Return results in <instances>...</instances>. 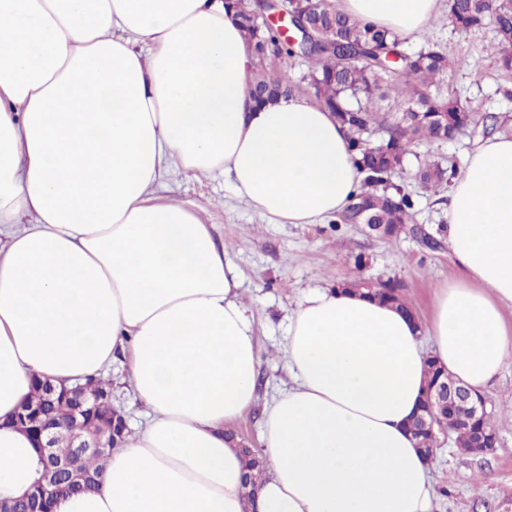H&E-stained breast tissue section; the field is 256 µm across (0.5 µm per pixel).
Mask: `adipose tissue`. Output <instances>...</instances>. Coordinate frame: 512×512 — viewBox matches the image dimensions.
<instances>
[{
    "instance_id": "adipose-tissue-1",
    "label": "adipose tissue",
    "mask_w": 512,
    "mask_h": 512,
    "mask_svg": "<svg viewBox=\"0 0 512 512\" xmlns=\"http://www.w3.org/2000/svg\"><path fill=\"white\" fill-rule=\"evenodd\" d=\"M400 37L438 0H338ZM250 49L224 0H0V500L37 477L12 417L35 379L72 386L127 351L148 410L95 492L53 512H432L406 428L427 360L482 392L512 361V137L477 145L448 193L460 271L425 328L325 288L304 296L266 409L255 499L225 428L256 394L254 314L194 203L164 173L224 171L279 224H317L359 183L344 128L300 96L250 99Z\"/></svg>"
}]
</instances>
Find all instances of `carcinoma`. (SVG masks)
I'll return each instance as SVG.
<instances>
[{
    "mask_svg": "<svg viewBox=\"0 0 512 512\" xmlns=\"http://www.w3.org/2000/svg\"><path fill=\"white\" fill-rule=\"evenodd\" d=\"M225 4L233 9L252 49L253 100L261 104L292 95L288 80L274 73L273 60L300 58L308 64L303 79L313 86L317 101L346 129L362 179L336 223L350 224L358 210L366 208L384 237L398 236L408 224L410 232H416L412 226V197L393 182V177L404 172L415 141L450 140L472 122L469 111L456 99L443 94L439 87L448 72L447 53L431 42L415 53H408L403 48V38L397 34L353 18L326 0H302L294 6V10L312 16L321 43L317 48L293 44L278 28L265 25L257 13L260 3L256 0H225ZM448 20L461 32L488 22L493 24L499 35L498 63L503 70L512 71V0H448ZM392 92L397 94L396 111L383 115L376 110L375 100H385ZM375 131L382 133L377 143L371 142V133ZM454 176L455 166H447L440 160L421 163L415 172L421 187L435 193L447 189ZM337 288L394 305L413 319H419L404 301L403 285L396 280L355 279L343 281ZM46 413L56 421H66L71 417V406L67 402H49ZM465 415L462 409L452 412L437 407L433 429L426 430L412 422L410 430L422 453L433 458L438 435L445 432L456 435L461 442L466 441L467 433L462 428ZM92 416L94 426L113 417L111 400H100ZM242 451L245 486L252 494L262 470L261 456L248 446ZM106 452L102 448L83 457L81 468L92 480L76 487L63 477L57 496L78 489L95 490L94 477L105 463Z\"/></svg>",
    "mask_w": 512,
    "mask_h": 512,
    "instance_id": "obj_1",
    "label": "carcinoma"
}]
</instances>
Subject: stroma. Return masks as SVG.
I'll list each match as a JSON object with an SVG mask.
<instances>
[{
	"mask_svg": "<svg viewBox=\"0 0 512 512\" xmlns=\"http://www.w3.org/2000/svg\"><path fill=\"white\" fill-rule=\"evenodd\" d=\"M435 42L448 52L444 79L449 95L479 115L496 116L495 125H470L445 143L415 142L419 160L444 158L463 167L468 154L494 135H512V73L500 70L493 53L498 36L493 25L462 33L439 10L426 33L407 38L409 50ZM414 201V220L438 242L422 246L413 234L379 238L361 224H275L236 197L223 173L208 177L172 170L163 178L161 197L194 202L204 223L242 278L241 299L256 304L261 325V366L257 397L231 428L246 445L260 448L267 403L286 385L282 348L289 317L305 295L353 278L402 282L407 301L421 320H429L435 292L458 277L445 243L447 213L436 194L421 189L411 175L396 177ZM126 358L116 355L107 374L112 381V405L129 428L142 425L145 407L121 379ZM498 414L495 448L484 454H463L452 442H442L433 461L436 498L433 512H512V364L506 365L484 392Z\"/></svg>",
	"mask_w": 512,
	"mask_h": 512,
	"instance_id": "1",
	"label": "stroma"
}]
</instances>
